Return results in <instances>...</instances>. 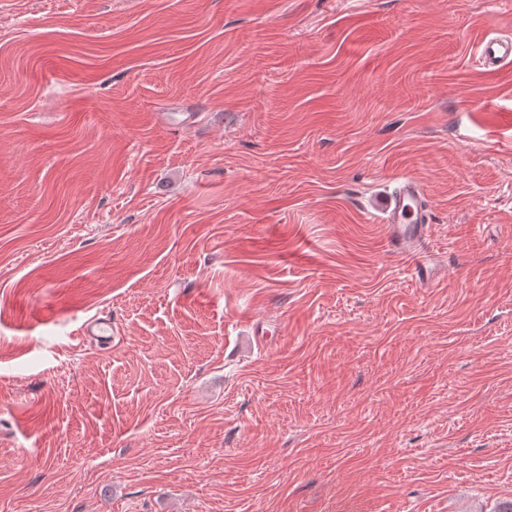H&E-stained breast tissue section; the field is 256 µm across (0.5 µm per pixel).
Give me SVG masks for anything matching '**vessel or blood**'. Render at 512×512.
<instances>
[{"label": "vessel or blood", "instance_id": "1", "mask_svg": "<svg viewBox=\"0 0 512 512\" xmlns=\"http://www.w3.org/2000/svg\"><path fill=\"white\" fill-rule=\"evenodd\" d=\"M479 60L485 68L497 69L512 64V37H488L479 46ZM426 198L420 183L412 176L400 178L396 190L386 204L384 226L389 251L410 269L420 285L433 283L436 273L427 254L430 219ZM83 339L111 348L116 331L111 317L93 319L81 330Z\"/></svg>", "mask_w": 512, "mask_h": 512}]
</instances>
